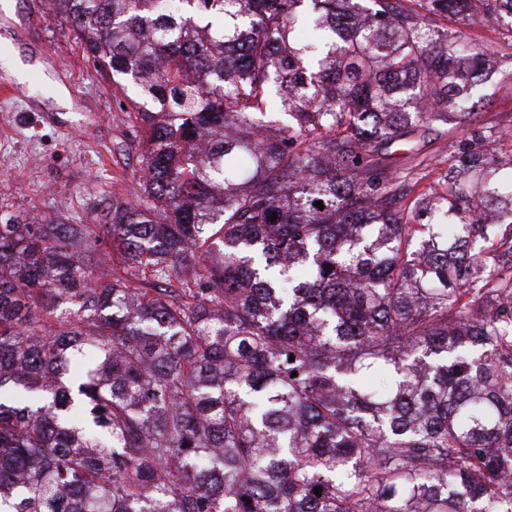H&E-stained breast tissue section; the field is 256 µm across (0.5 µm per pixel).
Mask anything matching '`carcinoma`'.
I'll list each match as a JSON object with an SVG mask.
<instances>
[{
	"label": "carcinoma",
	"mask_w": 512,
	"mask_h": 512,
	"mask_svg": "<svg viewBox=\"0 0 512 512\" xmlns=\"http://www.w3.org/2000/svg\"><path fill=\"white\" fill-rule=\"evenodd\" d=\"M50 2L141 207L0 218V512H512V0ZM467 36L476 38L490 53L501 52V41L503 38L502 27L500 25L480 24L473 28L463 30ZM501 53H504L502 51ZM480 94L489 107L475 117L483 126H494L496 131L512 129V78L494 77L480 88ZM455 127L448 125V133L439 136L428 146L429 153L438 155L439 159L453 153L459 142L466 137V131L462 127L456 129Z\"/></svg>",
	"instance_id": "obj_1"
}]
</instances>
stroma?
Wrapping results in <instances>:
<instances>
[{
    "label": "stroma",
    "instance_id": "obj_1",
    "mask_svg": "<svg viewBox=\"0 0 512 512\" xmlns=\"http://www.w3.org/2000/svg\"><path fill=\"white\" fill-rule=\"evenodd\" d=\"M0 9V74L13 53L41 61L22 92L0 99V206L25 223L61 219L103 224L113 202L135 201L142 139L127 101L134 90L96 68L49 0H13ZM62 64L70 111L57 108L52 71ZM487 101L476 120L512 128V78L480 88Z\"/></svg>",
    "mask_w": 512,
    "mask_h": 512
}]
</instances>
